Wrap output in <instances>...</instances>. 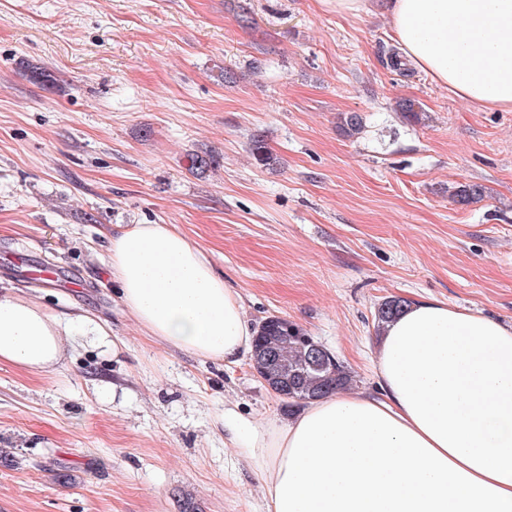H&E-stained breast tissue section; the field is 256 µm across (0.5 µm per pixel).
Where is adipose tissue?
Masks as SVG:
<instances>
[{
	"instance_id": "adipose-tissue-1",
	"label": "adipose tissue",
	"mask_w": 512,
	"mask_h": 512,
	"mask_svg": "<svg viewBox=\"0 0 512 512\" xmlns=\"http://www.w3.org/2000/svg\"><path fill=\"white\" fill-rule=\"evenodd\" d=\"M402 59L468 102L512 109V0H390ZM124 305L152 336L233 364L254 332L239 293L169 224L111 237ZM36 303L0 295V361L56 368L63 334ZM378 392L319 398L288 421L225 407L229 441L262 477V512H512V326L414 301L381 332Z\"/></svg>"
}]
</instances>
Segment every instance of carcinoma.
<instances>
[{
  "label": "carcinoma",
  "mask_w": 512,
  "mask_h": 512,
  "mask_svg": "<svg viewBox=\"0 0 512 512\" xmlns=\"http://www.w3.org/2000/svg\"><path fill=\"white\" fill-rule=\"evenodd\" d=\"M338 120L349 137L364 128L363 117L357 112H342ZM448 193L455 202L468 205L481 199L484 189L479 185H458L448 188ZM407 303V299L395 296L382 300L374 313L375 328L382 329ZM316 344L318 341L306 329L280 316L267 317L256 329L251 367L290 409L353 385L347 366L327 349L321 350V358L313 356Z\"/></svg>",
  "instance_id": "carcinoma-1"
}]
</instances>
